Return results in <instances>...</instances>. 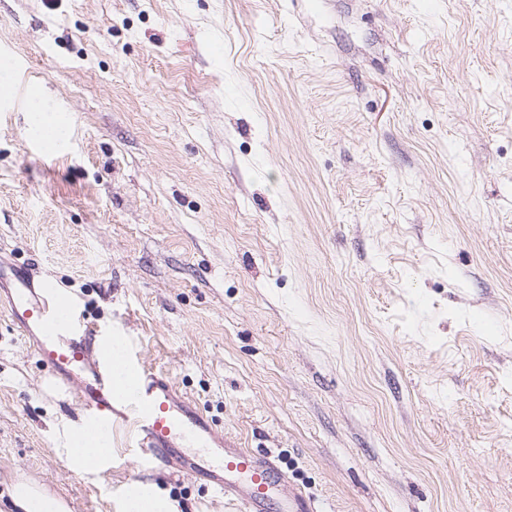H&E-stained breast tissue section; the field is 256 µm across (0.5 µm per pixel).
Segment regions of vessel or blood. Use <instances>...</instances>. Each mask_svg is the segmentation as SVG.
<instances>
[{
  "mask_svg": "<svg viewBox=\"0 0 512 512\" xmlns=\"http://www.w3.org/2000/svg\"><path fill=\"white\" fill-rule=\"evenodd\" d=\"M0 309L19 331L33 338L37 356L54 376L74 384L81 419L77 431L109 428L137 467L151 471L164 465L190 478H207L242 512H317L301 492L286 491V474L269 457L219 438L200 409L178 397L172 379L146 365L133 342L121 343L118 363L100 358L108 348L95 325L78 315L71 300L51 281H34L28 268L0 269ZM122 365L135 378L125 391L114 377Z\"/></svg>",
  "mask_w": 512,
  "mask_h": 512,
  "instance_id": "1",
  "label": "vessel or blood"
}]
</instances>
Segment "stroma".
I'll use <instances>...</instances> for the list:
<instances>
[{
	"instance_id": "obj_1",
	"label": "stroma",
	"mask_w": 512,
	"mask_h": 512,
	"mask_svg": "<svg viewBox=\"0 0 512 512\" xmlns=\"http://www.w3.org/2000/svg\"><path fill=\"white\" fill-rule=\"evenodd\" d=\"M0 66L72 119L41 150L0 92V261L320 512H512V0H0ZM77 413L0 312V512H124ZM108 441L107 432L100 430L98 436L93 434L84 435L80 439H72L70 440V448L68 449V453L71 456H80V457H92L101 455L104 448H106ZM83 442V443H81ZM109 453V450L103 453L99 458L87 460L83 463L84 469H96L99 468L106 459L111 463L110 458H106ZM10 496L18 512H67L61 499L49 494L29 478H19L11 487Z\"/></svg>"
}]
</instances>
